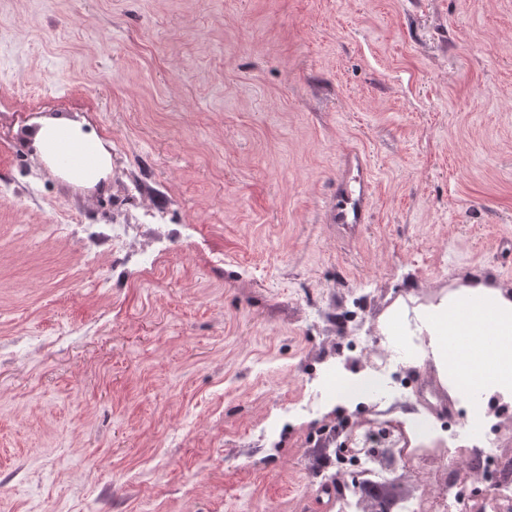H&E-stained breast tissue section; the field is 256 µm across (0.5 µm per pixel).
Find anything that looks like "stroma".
Returning a JSON list of instances; mask_svg holds the SVG:
<instances>
[{"label": "stroma", "instance_id": "1", "mask_svg": "<svg viewBox=\"0 0 512 512\" xmlns=\"http://www.w3.org/2000/svg\"><path fill=\"white\" fill-rule=\"evenodd\" d=\"M50 124L102 143L97 182L47 163ZM354 147L350 228L326 205ZM145 210L180 245L143 274L126 246L114 287ZM477 281L512 293V0H0V512H340L293 414L312 366L357 379L350 339ZM407 372L379 409L439 454L411 425L469 392ZM371 170L363 154L351 150L344 155L343 169L336 180L327 214L331 224L369 223Z\"/></svg>", "mask_w": 512, "mask_h": 512}]
</instances>
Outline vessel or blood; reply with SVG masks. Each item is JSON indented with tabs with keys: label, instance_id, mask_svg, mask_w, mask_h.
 Segmentation results:
<instances>
[{
	"label": "vessel or blood",
	"instance_id": "vessel-or-blood-1",
	"mask_svg": "<svg viewBox=\"0 0 512 512\" xmlns=\"http://www.w3.org/2000/svg\"><path fill=\"white\" fill-rule=\"evenodd\" d=\"M56 151L66 165L73 169L88 166L92 158L83 146L77 144L66 130L56 135ZM371 170L366 158L352 150L343 158V169L336 180L327 214L333 224H365L369 221Z\"/></svg>",
	"mask_w": 512,
	"mask_h": 512
}]
</instances>
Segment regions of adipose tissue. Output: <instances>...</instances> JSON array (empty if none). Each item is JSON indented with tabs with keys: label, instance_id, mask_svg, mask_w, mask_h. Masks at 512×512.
I'll list each match as a JSON object with an SVG mask.
<instances>
[{
	"label": "adipose tissue",
	"instance_id": "1",
	"mask_svg": "<svg viewBox=\"0 0 512 512\" xmlns=\"http://www.w3.org/2000/svg\"><path fill=\"white\" fill-rule=\"evenodd\" d=\"M464 304L475 312L469 329L475 341L461 355L468 364L461 382H472L480 389L489 384L512 388V298L479 284L467 290ZM448 315V306L442 303L431 307L421 320L431 340L433 360L442 369L448 366V338L458 332Z\"/></svg>",
	"mask_w": 512,
	"mask_h": 512
}]
</instances>
